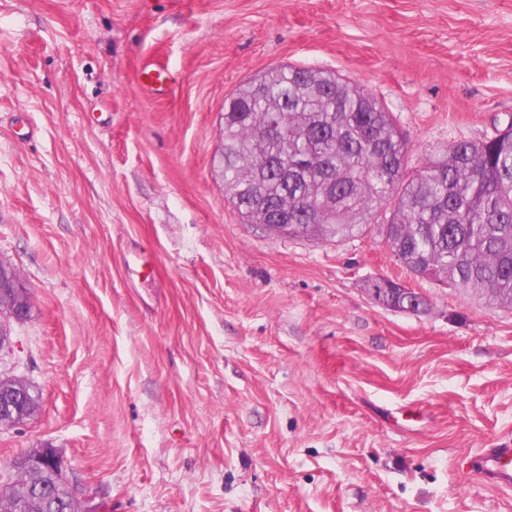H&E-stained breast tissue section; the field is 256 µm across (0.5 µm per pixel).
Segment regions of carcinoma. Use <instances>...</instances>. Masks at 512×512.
Instances as JSON below:
<instances>
[{
	"label": "carcinoma",
	"mask_w": 512,
	"mask_h": 512,
	"mask_svg": "<svg viewBox=\"0 0 512 512\" xmlns=\"http://www.w3.org/2000/svg\"><path fill=\"white\" fill-rule=\"evenodd\" d=\"M408 143L366 88L320 69L279 65L224 103V197L248 224L288 215L295 236L343 240L371 225L412 274L512 307V120L489 139L455 142L408 170ZM45 472L0 483L34 493L44 512Z\"/></svg>",
	"instance_id": "1"
}]
</instances>
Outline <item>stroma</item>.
Instances as JSON below:
<instances>
[{"instance_id": "35a3bbf8", "label": "stroma", "mask_w": 512, "mask_h": 512, "mask_svg": "<svg viewBox=\"0 0 512 512\" xmlns=\"http://www.w3.org/2000/svg\"><path fill=\"white\" fill-rule=\"evenodd\" d=\"M282 64L365 86L414 169L512 119V0H0V373L39 394L0 476L48 445L102 512H512L475 461L512 445V307L227 204L224 101ZM370 280H367L365 283L364 290L366 293L371 297V299L376 302L377 304H380L382 306H389V307H397L399 309L407 310L409 313H423L428 309V305L425 303H421L419 299L422 298L424 302H427V299L418 293H414V290L412 288H409L406 284L401 283L402 288H398L400 292H402V299L407 300V298H410V295H413L415 301L412 299L410 300L411 303L406 302V304L403 303V301H396L395 297H392V291L391 288H380L377 286V288L371 286V288H367L370 284ZM414 293V294H413Z\"/></svg>"}]
</instances>
